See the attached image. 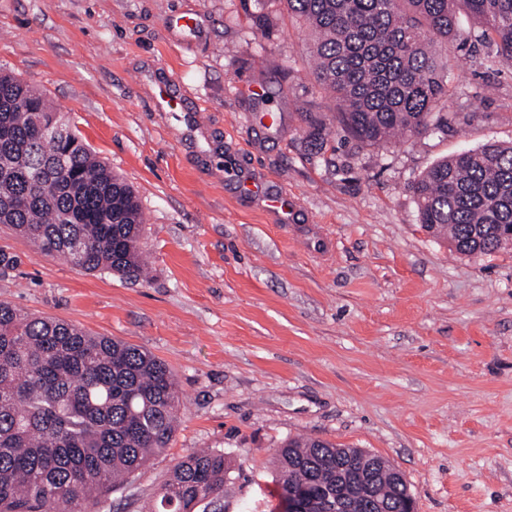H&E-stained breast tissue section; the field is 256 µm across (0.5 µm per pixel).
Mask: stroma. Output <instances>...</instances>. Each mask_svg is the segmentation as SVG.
<instances>
[{"label": "stroma", "mask_w": 512, "mask_h": 512, "mask_svg": "<svg viewBox=\"0 0 512 512\" xmlns=\"http://www.w3.org/2000/svg\"><path fill=\"white\" fill-rule=\"evenodd\" d=\"M311 48L279 0H0V67L133 185L148 264L143 280L86 272L0 224L20 258L0 301L156 355L184 396L169 447L108 512H150L195 448L230 460L227 512H282L273 454L290 437L384 458L417 512H512V248L451 252L409 189L512 142V62L449 44L448 132L362 146L336 127L317 152L311 121L337 105Z\"/></svg>", "instance_id": "obj_1"}]
</instances>
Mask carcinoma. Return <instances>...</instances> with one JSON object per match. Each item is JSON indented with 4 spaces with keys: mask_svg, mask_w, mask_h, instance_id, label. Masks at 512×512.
<instances>
[{
    "mask_svg": "<svg viewBox=\"0 0 512 512\" xmlns=\"http://www.w3.org/2000/svg\"><path fill=\"white\" fill-rule=\"evenodd\" d=\"M314 35V75L349 138L448 130V76L435 46L465 12L512 60V0H283ZM421 227L465 256L512 248V144L487 143L433 163L410 186ZM0 224L37 252L86 272L141 275L142 207L46 96L0 68ZM183 398L168 365L125 341L95 336L0 301V512H90L169 447ZM316 438L276 453L282 492L304 488L322 512H390L409 495L392 471L348 466L364 454ZM224 452L192 450L169 470L154 512H224Z\"/></svg>",
    "mask_w": 512,
    "mask_h": 512,
    "instance_id": "carcinoma-1",
    "label": "carcinoma"
}]
</instances>
